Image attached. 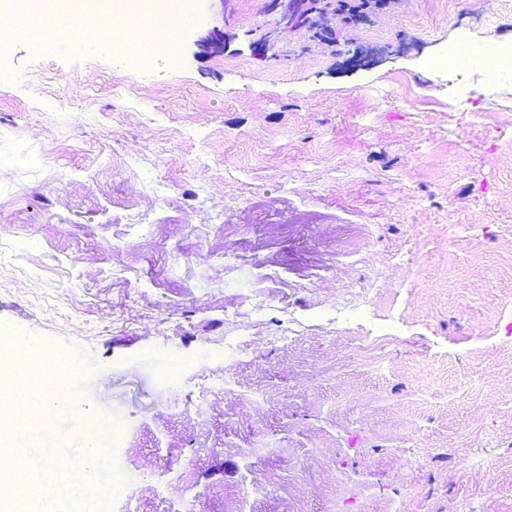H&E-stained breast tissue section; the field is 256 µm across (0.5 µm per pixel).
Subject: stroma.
<instances>
[{"label":"stroma","mask_w":512,"mask_h":512,"mask_svg":"<svg viewBox=\"0 0 512 512\" xmlns=\"http://www.w3.org/2000/svg\"><path fill=\"white\" fill-rule=\"evenodd\" d=\"M188 10L148 68L67 0L0 53V336L115 420L97 512H512V76L433 65L512 0ZM303 6H306L303 8ZM297 23L306 26L310 38L319 42H335L332 33L320 28L313 13L324 14L329 11L343 14L352 25L370 24L379 10L369 1L353 0H300L297 4Z\"/></svg>","instance_id":"1"}]
</instances>
